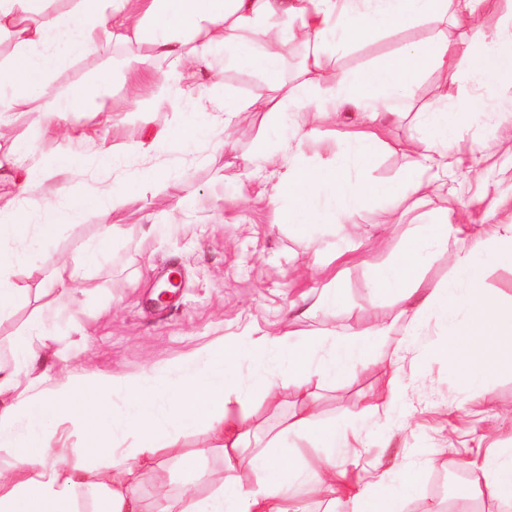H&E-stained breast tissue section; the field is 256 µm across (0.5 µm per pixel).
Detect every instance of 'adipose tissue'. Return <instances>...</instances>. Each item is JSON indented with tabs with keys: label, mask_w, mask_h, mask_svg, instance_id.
Instances as JSON below:
<instances>
[{
	"label": "adipose tissue",
	"mask_w": 512,
	"mask_h": 512,
	"mask_svg": "<svg viewBox=\"0 0 512 512\" xmlns=\"http://www.w3.org/2000/svg\"><path fill=\"white\" fill-rule=\"evenodd\" d=\"M43 2L0 0V35L13 40L16 56L14 65L0 74L1 113L28 111L64 58L115 42L127 46L124 64L130 72L148 70L155 57L175 65L177 82L152 99L155 105L187 112L185 120L161 138V147L172 151L190 147L209 132L197 109L204 96L199 71L214 62L251 63L265 73L269 110L275 114L287 111L292 101L316 115L328 102L335 112H358L366 130L351 137L348 152L329 164L310 165L300 148L285 140L261 149L265 159L285 167L273 199L287 203L289 223L303 231L328 217L343 223L367 198L423 206L434 190L432 183L374 182L365 173L381 145L375 126L384 116L409 111L425 69H439L450 81L461 71L485 83L512 77V44H499L477 25V0H76L68 13L47 10ZM423 19L453 21L457 39L403 42L405 31ZM378 33L399 40L393 56L356 73L329 66V53ZM300 36L311 50L303 80L287 89L279 81L281 49ZM83 108L76 96L40 107L32 135L0 149V167L15 164L45 131ZM421 119L431 134V151L416 166H443L460 132L459 114L443 99L422 112ZM81 173L78 156L65 152L53 158L49 174L58 180L62 202L47 205L48 221L35 230L28 224L22 199L37 189V181L23 175L17 194H0V241L44 246L57 225L87 213L108 215L142 197L163 176L161 170L147 168L134 182L91 195L77 189ZM115 230V225H103L93 245L56 268L42 290L52 307L75 306L72 284L79 268L108 253ZM453 232L450 224L413 225L394 259L375 267L372 284L376 293L402 296L407 327L429 315L443 320L447 340L439 354L454 369L461 387L476 393L504 364H512V301L493 299L483 288L486 261L512 266V224L502 225L493 240L478 241L470 251L454 254V276L447 284L419 292L415 282L429 251L447 249ZM44 326V317L33 320L27 336L14 345L13 364L0 365V440L13 459L11 468L0 472V512H79L77 494L85 488L98 491L95 512H143L133 475L160 454L186 459L177 436L198 428L217 441L224 469L202 475L174 494L160 490L157 512H289L295 488L306 480L328 499L342 498L347 512H401L415 490L412 481L395 484L380 476L358 491L340 492L335 463L303 469L287 461L293 434L311 438L320 448L349 447L347 425L317 419L310 385L342 377L358 365L376 364L375 352L393 336V324L343 335L317 333L300 342L287 333L228 340L184 359L176 378L160 369L123 382L86 372L40 395L22 389L20 371L35 364L37 354L29 339ZM244 357L263 372L257 388L268 393L278 385L293 388L301 405L294 421L266 446L251 451L244 444L242 420L229 416L230 405L243 408L249 403L239 370ZM118 385L124 388L126 403L119 418L111 413L112 391ZM49 421L77 425L78 443L49 447L44 435ZM237 467L257 475L256 487L225 476V469ZM478 469L484 490L512 512V448L490 449Z\"/></svg>",
	"instance_id": "obj_1"
}]
</instances>
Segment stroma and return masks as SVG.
Masks as SVG:
<instances>
[{
	"label": "stroma",
	"mask_w": 512,
	"mask_h": 512,
	"mask_svg": "<svg viewBox=\"0 0 512 512\" xmlns=\"http://www.w3.org/2000/svg\"><path fill=\"white\" fill-rule=\"evenodd\" d=\"M442 29L457 34L454 26L425 19L399 41L386 35L364 38L345 49L340 61L357 72L393 54L400 42L422 44ZM125 55V45L118 43L105 52L64 60L41 100L82 93L84 109L39 139L23 165L37 174L58 153L80 155L86 174L79 190L85 194L133 180L150 166L168 177L107 216L85 214L59 226L48 245L14 268L15 282L29 293L0 316V361L10 360L14 338L45 306L38 288L63 259L90 245L104 223L117 225L118 231L109 255L77 283L79 318L60 313L46 335L31 339L39 352L29 374L35 391L52 390L84 371L117 377L151 368L175 372L188 354L223 340L289 330H362L398 320L402 302L375 296L372 272L398 251L413 214L374 200L357 207L343 228L319 224L303 236L287 225L283 205L271 199L282 172L257 149L275 135V123L292 131L309 125L307 112L297 108L279 121L256 110L231 127L221 148L210 135L181 157L136 150V143L165 133L181 114L169 107L139 109L156 93V78L175 80L170 60L154 58L149 75L135 86L123 67ZM214 93L261 104L269 89L260 72L242 65L225 71ZM443 97L452 104L467 101L469 110L447 169H428L423 176L441 187L440 197L430 203L435 221L457 225L459 231L449 237L447 251L435 252L422 268L425 288L447 283L449 252L469 250L476 238L512 224L511 81L483 86L464 72L447 83L439 72L424 73L411 112L388 120L369 178L398 181L411 171L429 148L419 113ZM360 128L358 113H342L338 123H319L317 136L305 140L301 150L311 163L325 164L346 151L348 135ZM103 140L125 146L117 166L98 165L95 151ZM172 276L179 288L158 300L159 286ZM334 277L346 306L311 310ZM445 339L443 321L428 317L408 339L401 372L369 365L343 380L315 385L321 419L359 430L351 448L335 452L339 483L354 485L371 473L391 480L414 475L418 487L403 512H498L494 500L473 494L479 476L474 464L491 445L512 446V369L493 377L485 391L466 393L435 353ZM369 391L381 393L387 414L363 413L361 397ZM299 412L290 390L274 388L267 398L251 392L244 425L249 444L265 442ZM185 477L177 461L161 455L141 470L137 489L150 505L158 485L174 493Z\"/></svg>",
	"instance_id": "35a3bbf8"
}]
</instances>
